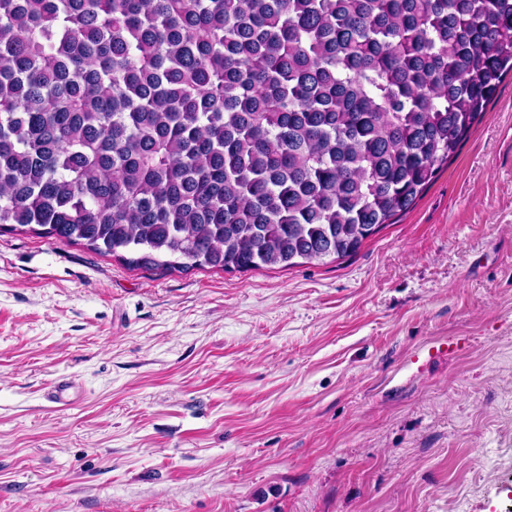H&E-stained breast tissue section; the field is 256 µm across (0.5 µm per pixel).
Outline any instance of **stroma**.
Returning a JSON list of instances; mask_svg holds the SVG:
<instances>
[{"label": "stroma", "instance_id": "stroma-1", "mask_svg": "<svg viewBox=\"0 0 512 512\" xmlns=\"http://www.w3.org/2000/svg\"><path fill=\"white\" fill-rule=\"evenodd\" d=\"M0 512H512V75L336 262L133 269L0 231Z\"/></svg>", "mask_w": 512, "mask_h": 512}]
</instances>
